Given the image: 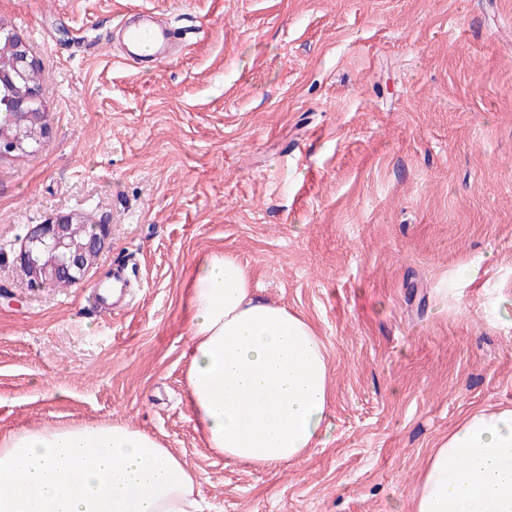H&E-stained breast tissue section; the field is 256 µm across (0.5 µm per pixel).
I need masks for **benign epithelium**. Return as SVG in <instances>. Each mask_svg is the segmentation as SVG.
Instances as JSON below:
<instances>
[{
	"label": "benign epithelium",
	"mask_w": 512,
	"mask_h": 512,
	"mask_svg": "<svg viewBox=\"0 0 512 512\" xmlns=\"http://www.w3.org/2000/svg\"><path fill=\"white\" fill-rule=\"evenodd\" d=\"M38 69L19 35L0 33V84L14 89L11 116L16 125L14 130H0L1 158L26 154L50 134L41 84L28 80V74ZM84 222L82 214L70 212L29 229L15 257L27 269L29 287L43 288L63 276L73 283L84 279L111 237V225L99 222L88 243H75L70 228Z\"/></svg>",
	"instance_id": "1"
}]
</instances>
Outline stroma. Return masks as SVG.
<instances>
[{"instance_id":"35a3bbf8","label":"stroma","mask_w":512,"mask_h":512,"mask_svg":"<svg viewBox=\"0 0 512 512\" xmlns=\"http://www.w3.org/2000/svg\"><path fill=\"white\" fill-rule=\"evenodd\" d=\"M187 32L146 71L113 29ZM50 135L0 158V433L121 420L201 477L200 512H412L468 413L512 407V0H0ZM112 226L78 284L31 288V225ZM329 357L321 445L276 468L205 448L189 282L212 253ZM136 287L86 299L113 261Z\"/></svg>"}]
</instances>
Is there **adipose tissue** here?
<instances>
[{"label": "adipose tissue", "instance_id": "ef3b65f1", "mask_svg": "<svg viewBox=\"0 0 512 512\" xmlns=\"http://www.w3.org/2000/svg\"><path fill=\"white\" fill-rule=\"evenodd\" d=\"M187 372L204 445L260 467L320 444L330 405L326 349L300 313L258 296L236 258L191 274ZM200 477L127 422L0 434V512H197ZM413 512H512V408L477 410L433 448Z\"/></svg>", "mask_w": 512, "mask_h": 512}]
</instances>
